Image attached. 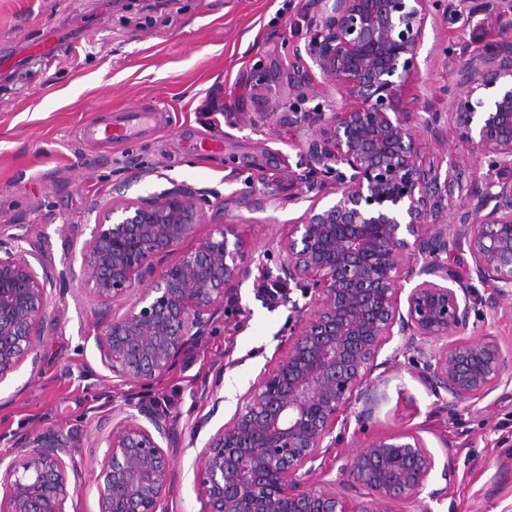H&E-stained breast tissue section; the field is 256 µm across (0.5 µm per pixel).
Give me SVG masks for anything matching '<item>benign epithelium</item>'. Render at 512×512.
<instances>
[{"instance_id":"1","label":"benign epithelium","mask_w":512,"mask_h":512,"mask_svg":"<svg viewBox=\"0 0 512 512\" xmlns=\"http://www.w3.org/2000/svg\"><path fill=\"white\" fill-rule=\"evenodd\" d=\"M442 0H312L308 55L334 84L342 106L294 113L304 137L303 170L288 181L309 206L279 244L263 277L293 286L288 344L240 399L199 454L202 512H399L418 501L438 459L417 432L373 439L342 459L339 473L366 491L357 502L336 483L309 487L302 476L336 446L332 435L353 393L377 368L395 336L408 337L426 385L450 405L476 402L512 380L498 339L465 335L479 316L473 280L512 295V39L503 36L457 60L456 82L442 89L449 111L431 103L412 112L405 88L419 71L427 22ZM489 14L512 0H482ZM470 145L442 175L419 158L425 135L444 128ZM475 168L453 212L451 171ZM487 169L480 174L478 170ZM207 192L175 184L160 194L112 205L96 216L83 263L92 291L108 305L136 287L137 303L105 322L101 364L124 381L149 386L170 374L253 274L254 257L225 225L198 240L160 273L163 260L204 223ZM20 237L0 241V382L24 363L37 366L46 331L52 274L19 255ZM467 247L472 274L442 259ZM0 512H68L79 477L76 434L46 430L12 436ZM95 479L98 512H165L173 487V424L134 404L103 433Z\"/></svg>"}]
</instances>
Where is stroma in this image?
<instances>
[{"label":"stroma","mask_w":512,"mask_h":512,"mask_svg":"<svg viewBox=\"0 0 512 512\" xmlns=\"http://www.w3.org/2000/svg\"><path fill=\"white\" fill-rule=\"evenodd\" d=\"M450 2L448 16L426 28L419 76L405 92L410 109L439 101L455 82L446 47L474 52L500 33L512 36V14H475L471 0ZM312 17L310 0H173L149 17L113 9L112 0H0V49L9 58L0 69V233L22 235L24 255L49 270L74 269L48 287L51 323L38 368L22 366L0 382V430L78 434L77 512L98 510V425L130 395L164 412L179 438L168 512H202L199 452L288 343L290 311L261 295L264 281L255 275L169 375L150 387L122 381L101 364L96 338L102 321L122 317L140 293L101 305L82 255L97 213L177 183L209 199L205 223L181 252L231 224L257 263L274 266L280 240L307 207L288 180L302 153L289 106L300 97L308 109L341 103L324 77L301 89L293 83L291 48L307 42ZM48 24L69 35L68 45L34 55ZM148 101L169 115L141 143L84 139L87 124ZM200 139L220 141L221 151H193ZM249 192L261 208L240 204ZM478 291L482 315L468 335L497 337L512 357V298L483 285ZM412 356L400 336L384 347L350 399L335 455L416 431L440 462H454L455 476L449 483L434 476L403 512H512V382L452 408L447 393L419 378ZM440 488L444 496L431 497Z\"/></svg>","instance_id":"stroma-1"}]
</instances>
